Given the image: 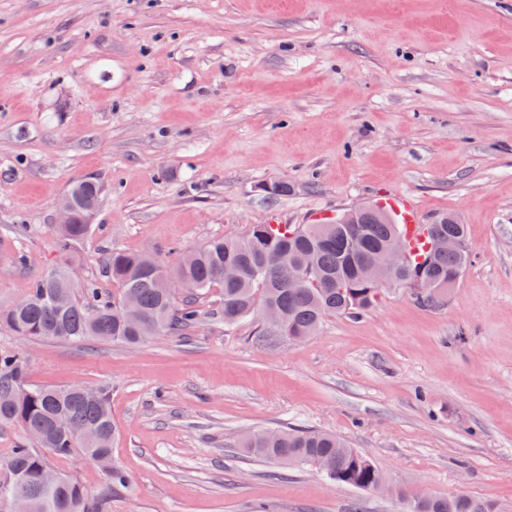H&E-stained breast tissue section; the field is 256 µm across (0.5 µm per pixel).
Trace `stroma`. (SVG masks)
Segmentation results:
<instances>
[{
  "instance_id": "1",
  "label": "stroma",
  "mask_w": 512,
  "mask_h": 512,
  "mask_svg": "<svg viewBox=\"0 0 512 512\" xmlns=\"http://www.w3.org/2000/svg\"><path fill=\"white\" fill-rule=\"evenodd\" d=\"M85 177L100 205L71 258L107 289L110 249L173 267L395 194L469 230L441 306L387 289L303 341L209 317L137 346L0 329L31 384L108 390L133 479L112 512H404L423 492L512 512V0H0V303L60 262ZM281 427L335 434L394 495L236 446ZM65 197H69L75 207V219L73 224L72 209L68 203H63L60 212V218L56 222V233L60 248L64 252H69L75 245L80 244L86 239L91 230V223L86 224L85 218L90 211L98 209L100 201V186L92 178H85L77 181L67 192ZM64 197V198H65ZM94 203L91 210L86 207ZM58 224H68L64 229L58 227Z\"/></svg>"
}]
</instances>
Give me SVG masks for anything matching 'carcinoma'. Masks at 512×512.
I'll use <instances>...</instances> for the list:
<instances>
[{
    "instance_id": "obj_1",
    "label": "carcinoma",
    "mask_w": 512,
    "mask_h": 512,
    "mask_svg": "<svg viewBox=\"0 0 512 512\" xmlns=\"http://www.w3.org/2000/svg\"><path fill=\"white\" fill-rule=\"evenodd\" d=\"M75 207L74 222L56 228L60 248L68 252L86 239L91 225L85 221L89 204L99 206L100 186L92 178L77 181L67 192ZM348 224H255L242 239L219 238L196 250L194 261L173 269L160 259L143 253L114 250L106 269L117 292L107 296L94 282L72 295L65 288L70 265L60 263L35 277L15 307H0V328L32 340H65L82 343L89 339L137 345L157 336H183L204 316L200 299L210 289L220 288L216 313L224 326L232 327L260 308L271 304L280 312L284 330L279 336L301 341L313 336L326 318L344 314L359 317L377 303L381 286L360 277L366 257L402 235L401 225H358L362 249L349 250ZM440 230L467 239V226L443 220L427 225V233ZM292 253L296 264L277 258L279 251ZM469 252L403 257L402 270L391 289H401L410 278L421 275L431 290H446L460 279ZM240 269L239 278L224 280V263ZM131 294L140 304L144 320L137 331L126 328L119 307ZM0 422L19 425L38 436L36 447L22 442L0 459V488L26 499L29 512H111L112 498L131 488L129 475L117 466L95 495L77 481L55 482L47 472L49 458L65 461L75 454L92 460L112 453L117 429L112 423L109 397L101 388L87 394L79 385L44 387L28 381L22 357L0 351ZM100 433L96 448H86L80 437L88 427ZM270 440L264 431L245 435L239 448L249 456L278 461L290 467L321 469L334 483L370 491L383 474L361 452L348 447L335 435L282 428ZM407 512H504L487 498L464 495H430L407 500Z\"/></svg>"
}]
</instances>
